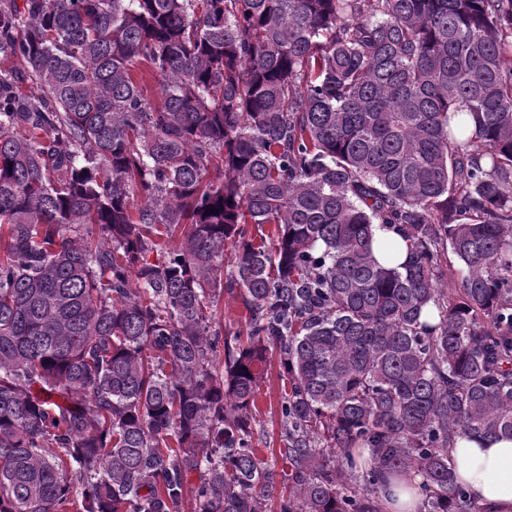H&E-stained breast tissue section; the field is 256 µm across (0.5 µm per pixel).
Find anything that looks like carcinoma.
Returning <instances> with one entry per match:
<instances>
[{
	"mask_svg": "<svg viewBox=\"0 0 512 512\" xmlns=\"http://www.w3.org/2000/svg\"><path fill=\"white\" fill-rule=\"evenodd\" d=\"M511 53L512 0H0V512H495L448 449L512 439ZM249 315L245 310L240 296L236 292L233 294L224 293L218 306V321L222 328L229 332V337L240 333L243 342L246 340L247 325ZM288 390V381L283 374L279 354L271 349L268 353L267 371L260 384V391L256 399V423L254 427L255 448L260 449L259 456L279 473L278 480H282L284 466L279 448H283L281 432L278 424L280 405L285 392ZM422 477L414 472H401L399 476L390 478V485L385 487L390 493V512H416L419 507L418 486Z\"/></svg>",
	"mask_w": 512,
	"mask_h": 512,
	"instance_id": "obj_1",
	"label": "carcinoma"
}]
</instances>
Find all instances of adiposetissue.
Instances as JSON below:
<instances>
[{"instance_id":"1","label":"adipose tissue","mask_w":512,"mask_h":512,"mask_svg":"<svg viewBox=\"0 0 512 512\" xmlns=\"http://www.w3.org/2000/svg\"><path fill=\"white\" fill-rule=\"evenodd\" d=\"M450 455L458 482L475 503L493 506L496 512H512V440L460 439Z\"/></svg>"}]
</instances>
